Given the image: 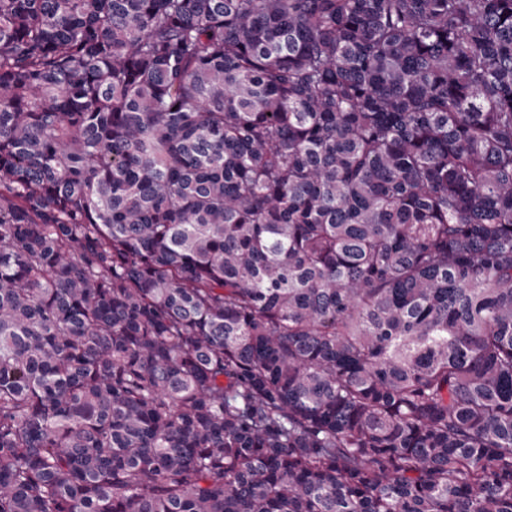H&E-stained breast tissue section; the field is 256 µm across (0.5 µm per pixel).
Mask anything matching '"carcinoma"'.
<instances>
[{
	"mask_svg": "<svg viewBox=\"0 0 512 512\" xmlns=\"http://www.w3.org/2000/svg\"><path fill=\"white\" fill-rule=\"evenodd\" d=\"M0 512H512V0H0Z\"/></svg>",
	"mask_w": 512,
	"mask_h": 512,
	"instance_id": "1",
	"label": "carcinoma"
}]
</instances>
